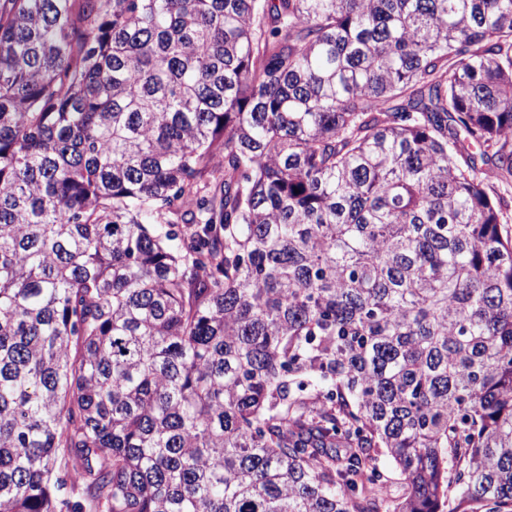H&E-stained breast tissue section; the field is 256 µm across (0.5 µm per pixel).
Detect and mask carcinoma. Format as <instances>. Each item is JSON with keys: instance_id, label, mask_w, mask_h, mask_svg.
Wrapping results in <instances>:
<instances>
[{"instance_id": "obj_1", "label": "carcinoma", "mask_w": 512, "mask_h": 512, "mask_svg": "<svg viewBox=\"0 0 512 512\" xmlns=\"http://www.w3.org/2000/svg\"><path fill=\"white\" fill-rule=\"evenodd\" d=\"M511 210L512 0H0V512H512Z\"/></svg>"}]
</instances>
